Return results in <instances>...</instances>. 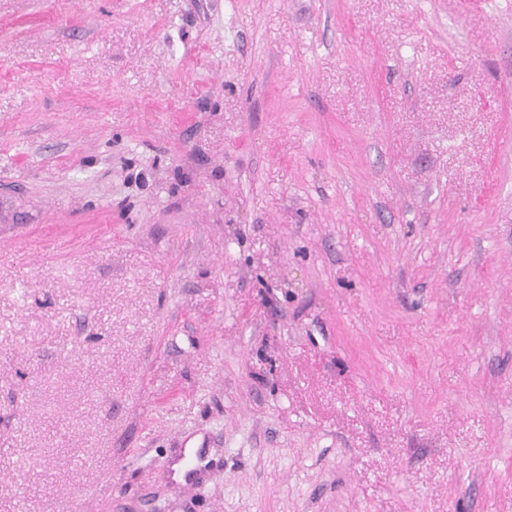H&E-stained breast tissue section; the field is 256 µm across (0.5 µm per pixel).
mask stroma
Returning <instances> with one entry per match:
<instances>
[{
    "label": "stroma",
    "instance_id": "1",
    "mask_svg": "<svg viewBox=\"0 0 512 512\" xmlns=\"http://www.w3.org/2000/svg\"><path fill=\"white\" fill-rule=\"evenodd\" d=\"M0 512H512V0H0Z\"/></svg>",
    "mask_w": 512,
    "mask_h": 512
}]
</instances>
